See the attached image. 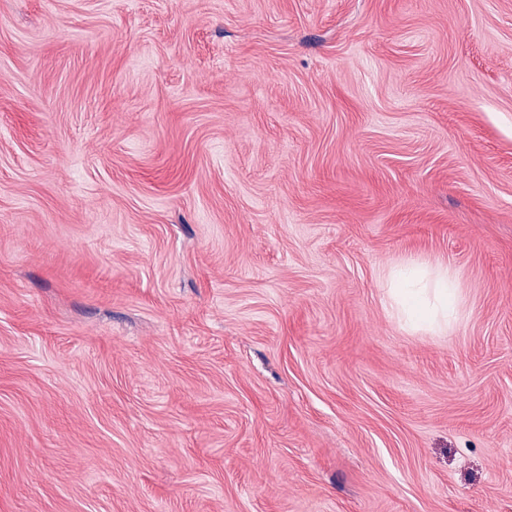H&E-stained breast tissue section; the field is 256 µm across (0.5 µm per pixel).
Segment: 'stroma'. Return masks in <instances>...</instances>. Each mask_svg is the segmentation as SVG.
I'll return each mask as SVG.
<instances>
[{
	"label": "stroma",
	"mask_w": 512,
	"mask_h": 512,
	"mask_svg": "<svg viewBox=\"0 0 512 512\" xmlns=\"http://www.w3.org/2000/svg\"><path fill=\"white\" fill-rule=\"evenodd\" d=\"M0 512H512V0H0ZM388 288L396 317L413 328L445 332L459 320V287L448 271L432 276L407 263L392 271Z\"/></svg>",
	"instance_id": "obj_1"
}]
</instances>
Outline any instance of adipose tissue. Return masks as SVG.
I'll return each instance as SVG.
<instances>
[{
    "instance_id": "adipose-tissue-1",
    "label": "adipose tissue",
    "mask_w": 512,
    "mask_h": 512,
    "mask_svg": "<svg viewBox=\"0 0 512 512\" xmlns=\"http://www.w3.org/2000/svg\"><path fill=\"white\" fill-rule=\"evenodd\" d=\"M388 288L396 317L413 328L444 332L459 319V287L447 272L407 263L392 271Z\"/></svg>"
}]
</instances>
